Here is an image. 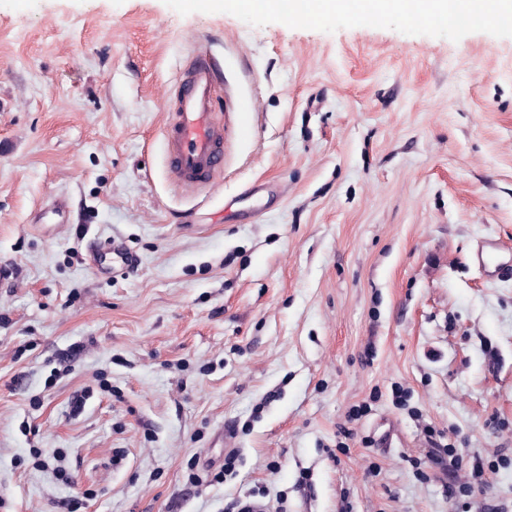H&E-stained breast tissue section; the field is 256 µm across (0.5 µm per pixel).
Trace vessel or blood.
Returning <instances> with one entry per match:
<instances>
[{"label": "vessel or blood", "instance_id": "vessel-or-blood-1", "mask_svg": "<svg viewBox=\"0 0 512 512\" xmlns=\"http://www.w3.org/2000/svg\"><path fill=\"white\" fill-rule=\"evenodd\" d=\"M220 71L207 44H198L176 95L165 134L170 170L185 185L206 183L224 166V121L211 107Z\"/></svg>", "mask_w": 512, "mask_h": 512}]
</instances>
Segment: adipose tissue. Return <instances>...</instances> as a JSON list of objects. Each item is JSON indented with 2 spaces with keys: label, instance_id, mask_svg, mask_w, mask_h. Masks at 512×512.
<instances>
[{
  "label": "adipose tissue",
  "instance_id": "ef3b65f1",
  "mask_svg": "<svg viewBox=\"0 0 512 512\" xmlns=\"http://www.w3.org/2000/svg\"><path fill=\"white\" fill-rule=\"evenodd\" d=\"M463 6L474 14L491 10L499 17H512V0H296L297 14L313 19L336 12H352L373 21L384 14L398 12L424 21L445 23Z\"/></svg>",
  "mask_w": 512,
  "mask_h": 512
}]
</instances>
